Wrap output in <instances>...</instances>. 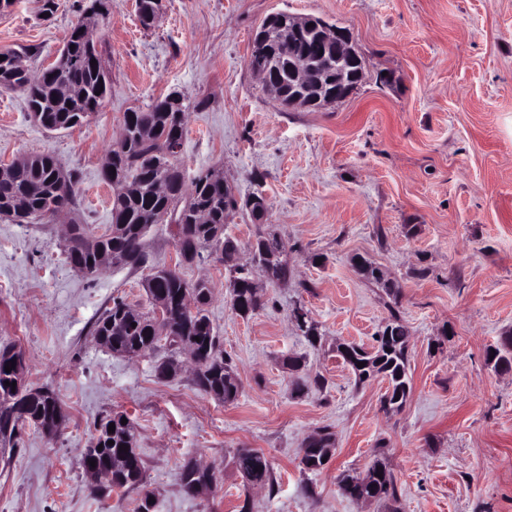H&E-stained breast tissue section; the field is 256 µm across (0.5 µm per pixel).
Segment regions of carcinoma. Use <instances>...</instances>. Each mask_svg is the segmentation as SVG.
<instances>
[{
	"label": "carcinoma",
	"mask_w": 512,
	"mask_h": 512,
	"mask_svg": "<svg viewBox=\"0 0 512 512\" xmlns=\"http://www.w3.org/2000/svg\"><path fill=\"white\" fill-rule=\"evenodd\" d=\"M293 15L279 13L268 22L263 36L252 41L251 69L264 75L263 89L278 101H288V26ZM312 70L309 83L324 91L310 95L320 100L317 108L336 103V52H320L310 46ZM0 87L21 91L27 98L32 118L48 130H68L82 125L99 111L109 91V75L97 45L87 39L84 27L75 26L56 62L41 76L34 78L19 66L17 54L0 50ZM96 65H91V60ZM187 106L177 93L153 101L144 109L124 115L122 140L110 153L104 179L112 185V224L99 235H88L85 227L75 224L70 233L65 255L68 263L86 276L96 274L104 256H115L116 265L143 266L146 256L142 240L153 224L165 221L176 225V248L182 262H192L206 250H216L229 256L239 243L227 237L224 224L238 207L230 186L212 177V171L199 173L185 192V176L178 155L184 134ZM167 188L159 189V183ZM73 178L64 173L58 160L50 154L30 155L6 166L0 165V217L20 224L45 220L58 210L74 203ZM263 273L275 282L288 280L287 246L276 234L260 232L247 243ZM355 265L368 282L380 288L391 302H397L399 288L386 279L381 270L368 260L357 257ZM253 270L241 266L231 282V306L241 316H248L262 307L253 288ZM148 296L166 302V316L158 323L154 315L133 310L124 300L112 299L95 322V336L114 354L131 356L147 354L159 347V333L170 337L172 351L188 350L197 360L194 382L198 389L213 399L229 404L237 400L239 383L224 356L219 337L207 314L212 300V288L205 280L187 283L179 273L166 267H154L145 278ZM295 325L312 347L322 343L318 324L308 310L295 316ZM411 331L396 310L377 332L372 350L349 342L336 343V355L351 368L358 382L378 377L387 381L383 406L398 411L410 393L408 346ZM13 348L0 349V440L13 442L21 430L34 424L49 437L57 435L66 421L62 402L49 388L32 389L22 380L23 368L5 371L14 359ZM489 363L500 372H512V331L505 332ZM364 367H358V363ZM294 373V392L303 393L308 381L300 372L304 363L299 357L286 361ZM16 382L15 387L5 382ZM124 415L114 413L102 418L95 426L93 445L84 449L82 464L90 468L112 466V480L96 489L102 496L114 490H141L143 495L137 512H155L149 501L153 494L145 490V464L138 452L133 424L121 423ZM115 431L108 432L109 424ZM113 444H108V441ZM128 446L127 452L120 446ZM335 436L324 430L305 442L300 465L309 472L325 468L335 455ZM237 473L249 484L271 485L273 475L268 459L254 448H238L233 455ZM183 490L191 495L201 489L215 488L219 477L192 461L186 462L180 473ZM343 494L362 502H380L399 512L396 479L387 465L377 459L363 477L343 472L338 475Z\"/></svg>",
	"instance_id": "1"
}]
</instances>
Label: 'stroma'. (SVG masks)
<instances>
[{"label":"stroma","instance_id":"stroma-1","mask_svg":"<svg viewBox=\"0 0 512 512\" xmlns=\"http://www.w3.org/2000/svg\"><path fill=\"white\" fill-rule=\"evenodd\" d=\"M13 0L0 11V49L30 75L52 64L85 24L111 76L100 112L49 131L23 94L0 88V165L49 153L75 181L76 204L43 224L0 218V346L25 356L28 387L53 389L67 421L55 438L27 426L0 454V512H136L138 492L95 496L81 463L95 422L123 412L156 512H383L342 493L337 477L384 459L401 512H512V372L487 352L512 330V0H164L143 28L136 0ZM311 15L345 27L365 76L345 101L288 109L262 90L249 65L254 30L270 12ZM389 82H381V74ZM176 92L188 106L180 162L187 175L214 169L239 196L261 191L267 224L288 247V281L256 274L263 302L242 317L230 305L217 256L179 263L170 224L144 239L149 265L208 280V315L240 391L224 404L200 391L189 355L159 378L156 358L119 356L94 336L120 297L150 311L147 267L75 271L63 255L69 224L102 234L112 188L102 178L125 112ZM364 257L400 289L411 330V391L386 413L387 383L357 382L336 342L372 346L391 310L352 264ZM303 306L324 336L308 345L291 319ZM306 360L323 387L292 393L283 359ZM336 453L302 472L300 450L323 429ZM254 448L274 483L250 486L230 452ZM215 470L207 494L183 491L185 461Z\"/></svg>","mask_w":512,"mask_h":512}]
</instances>
